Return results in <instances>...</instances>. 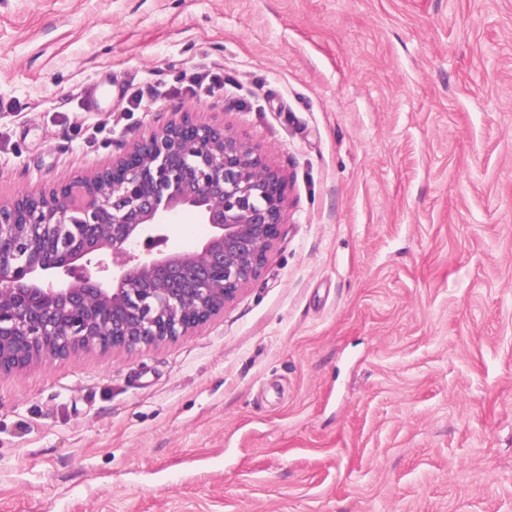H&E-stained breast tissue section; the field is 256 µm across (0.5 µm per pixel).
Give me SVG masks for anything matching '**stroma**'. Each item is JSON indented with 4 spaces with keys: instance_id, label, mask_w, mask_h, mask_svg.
<instances>
[{
    "instance_id": "obj_1",
    "label": "stroma",
    "mask_w": 512,
    "mask_h": 512,
    "mask_svg": "<svg viewBox=\"0 0 512 512\" xmlns=\"http://www.w3.org/2000/svg\"><path fill=\"white\" fill-rule=\"evenodd\" d=\"M182 107L280 238L190 335L0 376V512H512V0H0V201Z\"/></svg>"
}]
</instances>
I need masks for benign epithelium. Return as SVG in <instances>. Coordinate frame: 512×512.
Here are the masks:
<instances>
[{"instance_id":"benign-epithelium-1","label":"benign epithelium","mask_w":512,"mask_h":512,"mask_svg":"<svg viewBox=\"0 0 512 512\" xmlns=\"http://www.w3.org/2000/svg\"><path fill=\"white\" fill-rule=\"evenodd\" d=\"M287 194L253 147L185 111L103 168L1 202L0 375L189 335L262 275ZM179 212L210 236L180 245Z\"/></svg>"}]
</instances>
